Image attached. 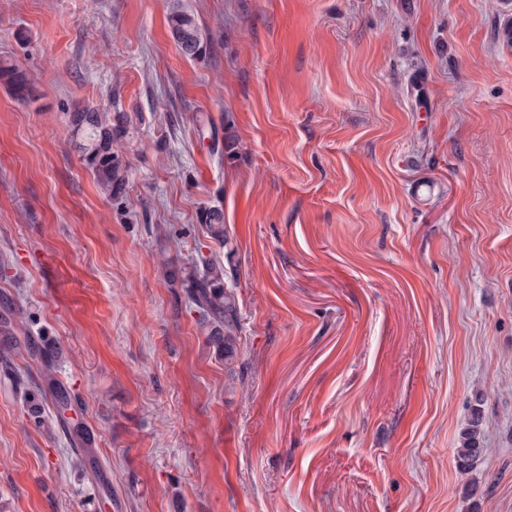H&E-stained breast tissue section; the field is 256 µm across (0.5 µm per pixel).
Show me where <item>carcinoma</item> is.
<instances>
[{
    "instance_id": "1",
    "label": "carcinoma",
    "mask_w": 512,
    "mask_h": 512,
    "mask_svg": "<svg viewBox=\"0 0 512 512\" xmlns=\"http://www.w3.org/2000/svg\"><path fill=\"white\" fill-rule=\"evenodd\" d=\"M167 20L172 38L185 57L197 60L206 55L202 32L184 0H173ZM0 81L7 84L17 98L27 99L32 94L27 74L13 64L0 61ZM126 122L127 117L122 112L112 114L91 107L79 108L71 115L76 148L98 183L114 198L124 192L126 184L127 164L114 149ZM199 220L212 239L224 241L223 210L204 209ZM164 266L169 268L171 276L180 277L182 284L186 285L188 299L199 313L200 330L208 344L224 357L228 373H233L231 365L236 357L242 324L237 294L226 284L224 264L196 253L183 258L175 267L167 259ZM458 443L459 465L465 468L484 455L486 448L480 409H474L471 419L459 434Z\"/></svg>"
}]
</instances>
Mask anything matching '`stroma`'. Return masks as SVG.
Instances as JSON below:
<instances>
[{"mask_svg":"<svg viewBox=\"0 0 512 512\" xmlns=\"http://www.w3.org/2000/svg\"><path fill=\"white\" fill-rule=\"evenodd\" d=\"M187 2L202 60L168 0H0V512H512V0ZM80 105L128 117L121 199ZM184 2L174 0L170 4L167 14L168 25L180 52L189 59L197 60L206 55V45L192 10ZM0 81L7 84L16 98L28 99L32 94V85L27 74L7 61H0ZM200 223L203 224L210 237L218 242H224L226 227L224 225V212L219 208L204 209L199 214ZM173 278L179 276L186 285L188 299L199 313L198 324L206 340L221 356L226 368L234 364L242 331L238 298L226 284L224 264L199 253L190 254L175 266L164 261ZM482 415L478 408H474L471 419L459 434V448L457 457L459 465L469 467L480 459L485 451L484 435L482 430Z\"/></svg>","mask_w":512,"mask_h":512,"instance_id":"35a3bbf8","label":"stroma"}]
</instances>
